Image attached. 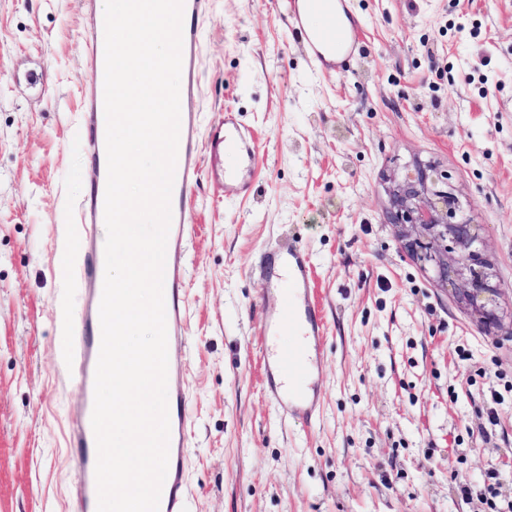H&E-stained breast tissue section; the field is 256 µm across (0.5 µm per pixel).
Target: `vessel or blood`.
I'll list each match as a JSON object with an SVG mask.
<instances>
[{
    "label": "vessel or blood",
    "mask_w": 512,
    "mask_h": 512,
    "mask_svg": "<svg viewBox=\"0 0 512 512\" xmlns=\"http://www.w3.org/2000/svg\"><path fill=\"white\" fill-rule=\"evenodd\" d=\"M208 0H184L182 32V75L180 92L181 121L175 179L171 195L172 223L167 252L182 248L184 229L192 212L197 186L205 163H218L225 153H234L237 167L224 170V189L233 199L249 189L246 172L255 166L257 147L252 133L243 127L235 113H225L210 131L206 144H199L198 113L195 107V73L201 47L202 20ZM296 24L305 35L317 60L329 55L353 51L357 41L353 30L339 19L337 0H291ZM87 61L96 75L104 73V17L88 9L82 33ZM81 132L86 154L95 177L78 206V222L83 232L75 240L73 251L80 261L84 302L72 329L67 350L81 398L70 428V444L78 481L74 489V512H97L95 467L97 447L91 424L94 405V379L101 344L99 308L105 271V240L96 229L104 224L107 183L105 148L106 120L104 85L96 83L84 98ZM269 283L280 289L277 311L266 320L271 335L289 334L288 343L270 352L264 362V387L285 415L312 423L319 413L320 395L315 383L316 363L310 353L320 346L324 335L321 310L311 298L313 273L305 252L288 248L277 253L262 269ZM164 294L168 336L180 337L185 331L187 300L182 288V272L173 262L164 269ZM182 360L170 361L168 406L170 417L169 462L159 502V512H186L187 493L184 478L185 439L190 425L191 401L180 375Z\"/></svg>",
    "instance_id": "obj_1"
}]
</instances>
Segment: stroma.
<instances>
[{
    "label": "stroma",
    "mask_w": 512,
    "mask_h": 512,
    "mask_svg": "<svg viewBox=\"0 0 512 512\" xmlns=\"http://www.w3.org/2000/svg\"><path fill=\"white\" fill-rule=\"evenodd\" d=\"M288 2L211 0L204 24L200 128L236 112L258 157L235 200L202 176L176 257L188 512H493L512 501V340L404 255L386 177L449 172L512 308V0H347L358 45L333 69ZM82 27L80 0H0V512H69L76 482L60 363L83 292L59 257L92 177ZM291 244L325 323L311 424L262 383L280 294L258 266Z\"/></svg>",
    "instance_id": "35a3bbf8"
}]
</instances>
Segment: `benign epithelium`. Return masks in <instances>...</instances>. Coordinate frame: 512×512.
<instances>
[{"label": "benign epithelium", "instance_id": "benign-epithelium-1", "mask_svg": "<svg viewBox=\"0 0 512 512\" xmlns=\"http://www.w3.org/2000/svg\"><path fill=\"white\" fill-rule=\"evenodd\" d=\"M388 182L390 219L400 227L406 255L429 267L437 284L452 290L481 329L512 337V321L504 327L498 287L479 248V229L461 216L448 172L415 162L403 175H388Z\"/></svg>", "mask_w": 512, "mask_h": 512}]
</instances>
